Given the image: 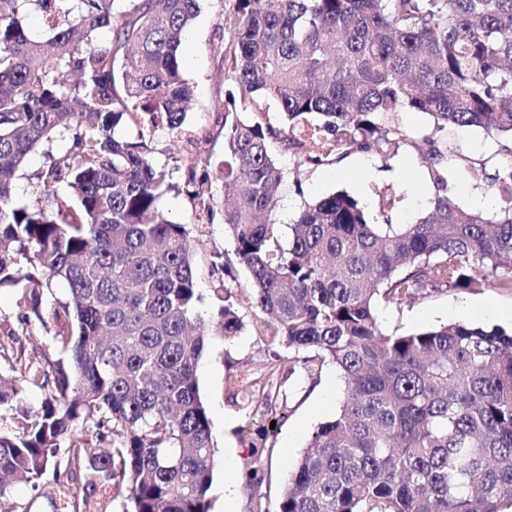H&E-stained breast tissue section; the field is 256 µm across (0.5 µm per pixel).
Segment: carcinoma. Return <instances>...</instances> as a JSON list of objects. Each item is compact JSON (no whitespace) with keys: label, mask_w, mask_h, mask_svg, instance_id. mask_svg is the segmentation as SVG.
<instances>
[{"label":"carcinoma","mask_w":512,"mask_h":512,"mask_svg":"<svg viewBox=\"0 0 512 512\" xmlns=\"http://www.w3.org/2000/svg\"><path fill=\"white\" fill-rule=\"evenodd\" d=\"M200 0H0V287L24 321L58 330L45 353L0 382V512L19 483L53 471L54 512H209L216 465L196 365L212 336L257 314L260 341L288 355L286 376L316 386L323 366L343 383L333 418L296 460L277 512H504L512 508V330L458 321L386 334L377 303L400 305L495 279L512 292V0H235L222 51L229 89L224 158L191 160L213 138L186 133L193 90L182 47ZM41 14L48 38L24 28ZM273 101L280 121L271 122ZM420 112L421 167L436 193L412 224H380L336 192L288 225L272 219L285 178L277 151L311 167L350 154L385 160L413 134L395 119ZM183 143L177 167L157 165L158 129ZM450 128L510 141L495 174L501 205L472 212L448 198ZM65 148L54 154L55 141ZM45 154L34 204L13 195L29 154ZM185 193L194 229L158 203ZM224 224L213 254L217 313H199L195 237ZM250 284L226 287L236 267ZM66 284L58 297L52 285ZM285 380L261 403L284 419ZM43 391L40 407L25 390ZM96 434L97 452L83 433ZM275 431L249 442L248 512L271 466Z\"/></svg>","instance_id":"1"}]
</instances>
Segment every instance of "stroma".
Instances as JSON below:
<instances>
[{
    "label": "stroma",
    "mask_w": 512,
    "mask_h": 512,
    "mask_svg": "<svg viewBox=\"0 0 512 512\" xmlns=\"http://www.w3.org/2000/svg\"><path fill=\"white\" fill-rule=\"evenodd\" d=\"M200 13L189 40L184 44L183 76L194 91V100L188 113L187 127L216 131L217 136L201 144L199 158L219 161L224 155V140L220 138L221 114L215 109L216 100L223 98L224 74L220 69L218 27L222 17L232 16L233 0H200ZM503 139L492 131L473 129L448 132V144L466 156H480L486 161L481 175H471L455 165L448 177V196L464 208H471V197L480 194L487 202V210L499 205L498 191L492 177L503 159ZM287 175L279 190V201L274 213L280 224H289L295 212L304 203L334 192H347L355 197L372 215H385L389 223L414 222L430 207L434 188L424 173L415 147L406 145L390 160L369 154H353L341 164L317 168L298 163L291 155L279 157ZM229 245L224 226L212 224L210 233L197 245L196 267L199 288L205 296L201 306L204 315H212L216 307L209 296L211 288V254ZM244 328L233 339L211 337L197 364L196 376L200 394L211 417L212 438L219 453L234 451L240 464H247V441L240 427L257 430L269 426L263 410L252 407L241 413L228 403L236 388L240 371L258 370L273 359L277 348L256 342L251 324V311L240 313ZM378 319L386 332L410 334L431 327L463 320L477 325L512 327V292L483 284L466 291L443 290L428 297L399 306L379 308ZM12 323L18 331L17 341L26 357L41 355L53 349L52 337L37 325L25 323L16 305L12 290H0V322ZM288 402L285 419L277 430L276 451L272 466L257 492L264 496L268 508H275L285 480L300 451L305 447L315 427L332 418L337 410L336 397L341 381L333 366L323 369L317 386H309L303 374H295L285 384Z\"/></svg>",
    "instance_id": "1"
}]
</instances>
